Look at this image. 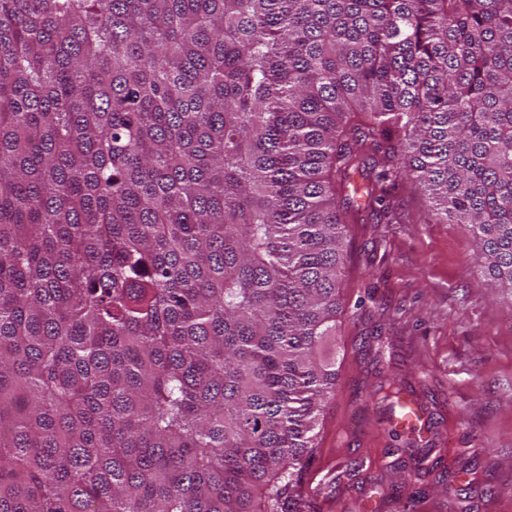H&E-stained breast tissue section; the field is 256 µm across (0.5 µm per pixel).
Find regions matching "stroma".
I'll return each instance as SVG.
<instances>
[{
    "instance_id": "35a3bbf8",
    "label": "stroma",
    "mask_w": 512,
    "mask_h": 512,
    "mask_svg": "<svg viewBox=\"0 0 512 512\" xmlns=\"http://www.w3.org/2000/svg\"><path fill=\"white\" fill-rule=\"evenodd\" d=\"M392 224H351L339 376L303 478L311 512H512V299L472 271L475 245L425 193L387 184ZM411 389L428 435H395L380 399Z\"/></svg>"
}]
</instances>
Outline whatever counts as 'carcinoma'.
I'll use <instances>...</instances> for the list:
<instances>
[{
    "mask_svg": "<svg viewBox=\"0 0 512 512\" xmlns=\"http://www.w3.org/2000/svg\"><path fill=\"white\" fill-rule=\"evenodd\" d=\"M358 175L512 295V0H0V512H309Z\"/></svg>",
    "mask_w": 512,
    "mask_h": 512,
    "instance_id": "1",
    "label": "carcinoma"
}]
</instances>
